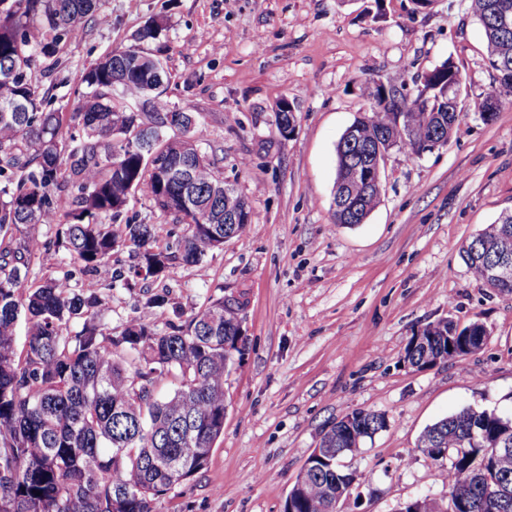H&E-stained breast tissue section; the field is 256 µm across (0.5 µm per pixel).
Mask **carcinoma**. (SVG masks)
<instances>
[{"label":"carcinoma","mask_w":512,"mask_h":512,"mask_svg":"<svg viewBox=\"0 0 512 512\" xmlns=\"http://www.w3.org/2000/svg\"><path fill=\"white\" fill-rule=\"evenodd\" d=\"M100 0H0V512H154L156 500L204 470L224 434V377L239 353L235 327L241 306L224 298L185 320L157 330L151 309L168 304L165 288L152 293L145 312L113 328L105 322L100 287L165 277L180 259L207 275L208 254L224 246V230L244 236L251 220L224 225L221 180L201 147L193 112L178 118L185 133L153 136L145 124L167 114L166 89L154 85V65L165 47L152 49L163 26L153 21L135 43L113 50L85 68L71 112L51 107L52 97L32 81L39 57H53L94 19ZM485 35V55L495 72L490 97L508 101L512 90V0H470ZM461 85L447 58L423 76L417 93L384 96L366 86L370 107L355 119L356 136L337 145V177L366 150L395 146L419 156L450 139L462 120L448 85ZM139 192L153 209L183 225L178 253L154 245V225L125 217L129 197ZM350 204L335 208V224L363 223L381 200V184L354 182ZM38 225L54 228L40 240ZM132 246L137 263L112 268V252ZM62 249L70 269L31 278L40 255ZM473 275L491 288L512 292V279L488 276L495 262L512 260V218H499L460 249ZM87 277L77 286L75 273ZM27 344L15 348L19 320ZM452 322L432 323L424 348L409 339L404 359L434 366L436 347ZM172 377L176 388L159 396L157 385ZM494 411L462 409L426 427L418 448H463L448 461V492L463 507L480 512L482 476L512 485V443L493 445L501 423ZM351 426L358 442H336V427L321 441L355 455L366 440L387 428L385 414L360 409ZM483 435V442L472 434ZM283 512H338L336 491L361 478L330 456ZM41 495H36V492Z\"/></svg>","instance_id":"cac0c4a2"}]
</instances>
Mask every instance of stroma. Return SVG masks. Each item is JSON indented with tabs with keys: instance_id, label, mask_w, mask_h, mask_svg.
I'll return each instance as SVG.
<instances>
[{
	"instance_id": "1",
	"label": "stroma",
	"mask_w": 512,
	"mask_h": 512,
	"mask_svg": "<svg viewBox=\"0 0 512 512\" xmlns=\"http://www.w3.org/2000/svg\"><path fill=\"white\" fill-rule=\"evenodd\" d=\"M153 19L165 24L169 100L198 114L203 150L252 216L246 236L210 254L207 277L176 260L162 281L171 304L155 310L157 329L234 296L247 340L224 381V435L207 468L155 512H283L323 431L359 409L389 425L345 458L362 480L341 512L447 497V461L418 448L424 428L465 407L512 416V293L486 287L459 255L512 211V104L488 124L476 113L494 72L470 0L424 12L409 0H101L58 65L37 63L35 81L72 109L85 68ZM448 58L462 75L457 133L419 157L390 150L366 222L333 223L336 144L369 105L362 85L413 92ZM284 98L297 116L287 138L274 122ZM127 214L154 224L159 248L181 238L142 194ZM154 290L102 289L110 324L137 316ZM441 319L483 323L488 340L432 368L404 363L412 334Z\"/></svg>"
}]
</instances>
